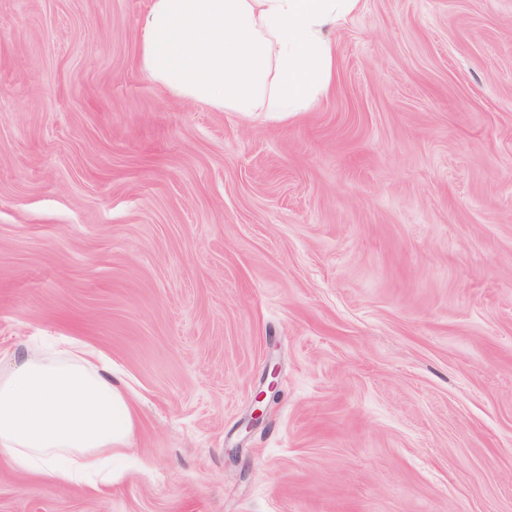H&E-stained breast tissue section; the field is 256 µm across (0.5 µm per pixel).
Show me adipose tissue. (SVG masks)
Returning <instances> with one entry per match:
<instances>
[{
  "label": "adipose tissue",
  "mask_w": 512,
  "mask_h": 512,
  "mask_svg": "<svg viewBox=\"0 0 512 512\" xmlns=\"http://www.w3.org/2000/svg\"><path fill=\"white\" fill-rule=\"evenodd\" d=\"M359 0H151L140 60L171 93L222 112H302L336 74L331 27ZM133 407L112 361L74 338L0 368V455L46 480L112 481Z\"/></svg>",
  "instance_id": "ef3b65f1"
}]
</instances>
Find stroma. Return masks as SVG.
<instances>
[{
	"mask_svg": "<svg viewBox=\"0 0 512 512\" xmlns=\"http://www.w3.org/2000/svg\"><path fill=\"white\" fill-rule=\"evenodd\" d=\"M149 5L0 0V360L81 338L137 418L0 512H512V0H359L290 113L156 84Z\"/></svg>",
	"mask_w": 512,
	"mask_h": 512,
	"instance_id": "1",
	"label": "stroma"
}]
</instances>
